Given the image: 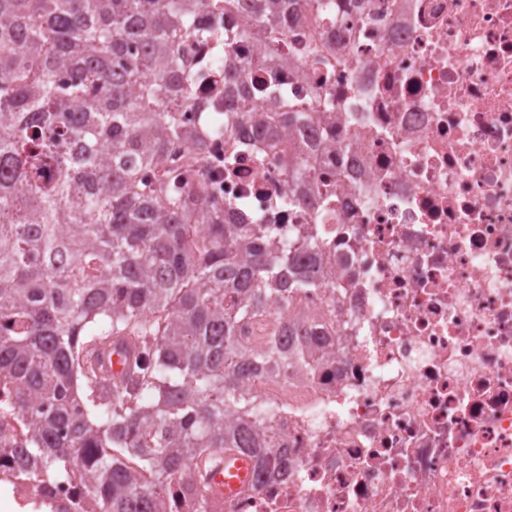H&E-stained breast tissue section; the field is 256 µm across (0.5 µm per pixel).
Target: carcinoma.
<instances>
[{"label": "carcinoma", "mask_w": 512, "mask_h": 512, "mask_svg": "<svg viewBox=\"0 0 512 512\" xmlns=\"http://www.w3.org/2000/svg\"><path fill=\"white\" fill-rule=\"evenodd\" d=\"M203 2L0 0V456L49 512H163L216 453L263 454L244 381L270 353L236 326L322 278L292 255L321 254L313 227L226 224L224 204L139 179L182 132L161 109L192 83L170 42ZM128 341L114 378L101 360ZM62 482L79 498L49 501Z\"/></svg>", "instance_id": "cac0c4a2"}]
</instances>
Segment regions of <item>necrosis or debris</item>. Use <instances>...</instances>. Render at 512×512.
Segmentation results:
<instances>
[{"label":"necrosis or debris","mask_w":512,"mask_h":512,"mask_svg":"<svg viewBox=\"0 0 512 512\" xmlns=\"http://www.w3.org/2000/svg\"><path fill=\"white\" fill-rule=\"evenodd\" d=\"M253 8L210 0L178 38L184 133L142 179L235 224H315L330 274L237 328L279 357L248 383L270 452L208 512H512V0ZM286 102L308 118L268 148L249 114ZM299 155L319 179L292 203Z\"/></svg>","instance_id":"1"}]
</instances>
